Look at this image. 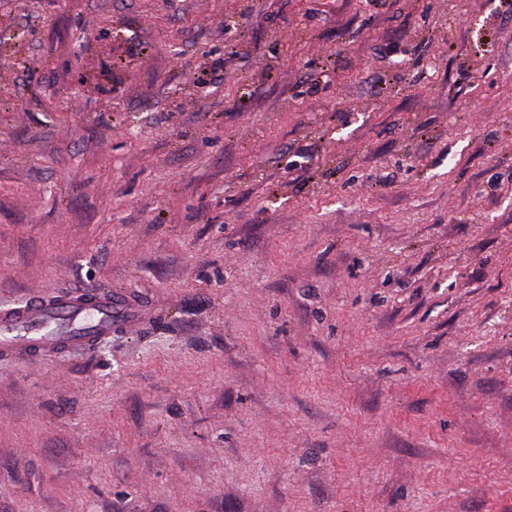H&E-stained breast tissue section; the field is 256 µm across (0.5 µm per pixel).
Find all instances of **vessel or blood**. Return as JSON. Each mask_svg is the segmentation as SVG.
I'll use <instances>...</instances> for the list:
<instances>
[{"label": "vessel or blood", "instance_id": "vessel-or-blood-1", "mask_svg": "<svg viewBox=\"0 0 512 512\" xmlns=\"http://www.w3.org/2000/svg\"><path fill=\"white\" fill-rule=\"evenodd\" d=\"M141 316L125 293L112 290L33 295L0 309V352L20 357L58 348L84 350L118 328L137 325Z\"/></svg>", "mask_w": 512, "mask_h": 512}]
</instances>
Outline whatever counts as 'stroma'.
Masks as SVG:
<instances>
[{"label": "stroma", "mask_w": 512, "mask_h": 512, "mask_svg": "<svg viewBox=\"0 0 512 512\" xmlns=\"http://www.w3.org/2000/svg\"><path fill=\"white\" fill-rule=\"evenodd\" d=\"M0 512H512V9L0 0ZM142 312L125 293L112 289L32 295L0 309V351L20 357L58 348L84 350L118 328L137 325Z\"/></svg>", "instance_id": "obj_1"}]
</instances>
